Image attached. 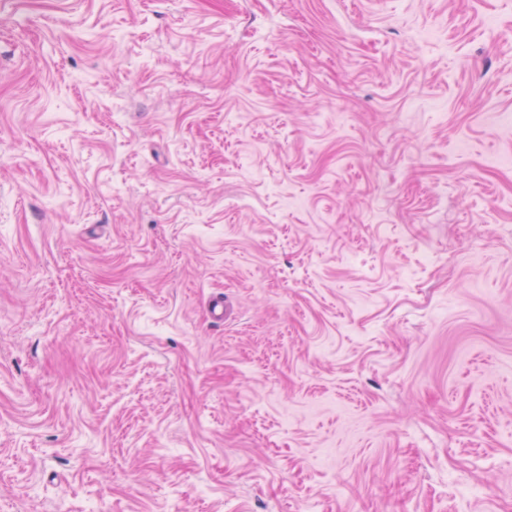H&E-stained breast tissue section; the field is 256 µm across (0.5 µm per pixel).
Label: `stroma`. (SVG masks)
I'll return each mask as SVG.
<instances>
[{
    "instance_id": "obj_1",
    "label": "stroma",
    "mask_w": 512,
    "mask_h": 512,
    "mask_svg": "<svg viewBox=\"0 0 512 512\" xmlns=\"http://www.w3.org/2000/svg\"><path fill=\"white\" fill-rule=\"evenodd\" d=\"M509 117L512 0H0V512H512Z\"/></svg>"
}]
</instances>
